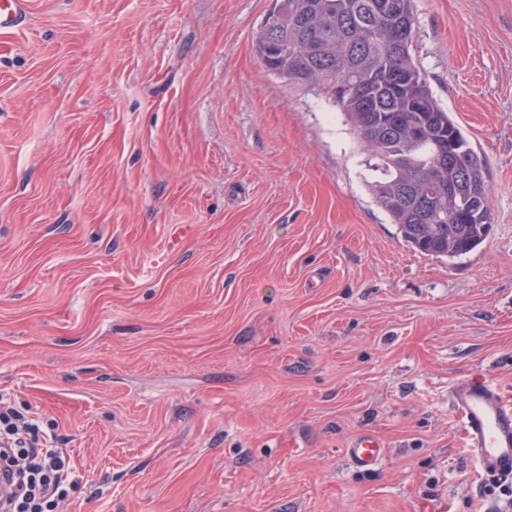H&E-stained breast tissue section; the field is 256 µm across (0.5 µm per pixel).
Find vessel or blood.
Returning a JSON list of instances; mask_svg holds the SVG:
<instances>
[{
    "instance_id": "obj_1",
    "label": "vessel or blood",
    "mask_w": 512,
    "mask_h": 512,
    "mask_svg": "<svg viewBox=\"0 0 512 512\" xmlns=\"http://www.w3.org/2000/svg\"><path fill=\"white\" fill-rule=\"evenodd\" d=\"M29 10L30 0H0V31L24 26ZM450 400L462 422L463 445L484 475L512 476V399L477 375L454 385ZM348 455L355 467L369 469L377 464L381 445L364 435L350 444Z\"/></svg>"
}]
</instances>
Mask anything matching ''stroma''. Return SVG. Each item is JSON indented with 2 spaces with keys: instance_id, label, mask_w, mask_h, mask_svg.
<instances>
[{
  "instance_id": "1",
  "label": "stroma",
  "mask_w": 512,
  "mask_h": 512,
  "mask_svg": "<svg viewBox=\"0 0 512 512\" xmlns=\"http://www.w3.org/2000/svg\"><path fill=\"white\" fill-rule=\"evenodd\" d=\"M415 5L488 166L494 222L454 259L264 68L271 0H32L0 33V403L62 437V512H502L449 389L512 398V0ZM348 455L355 467L369 469L379 461L381 445L370 435L360 436L350 444Z\"/></svg>"
}]
</instances>
